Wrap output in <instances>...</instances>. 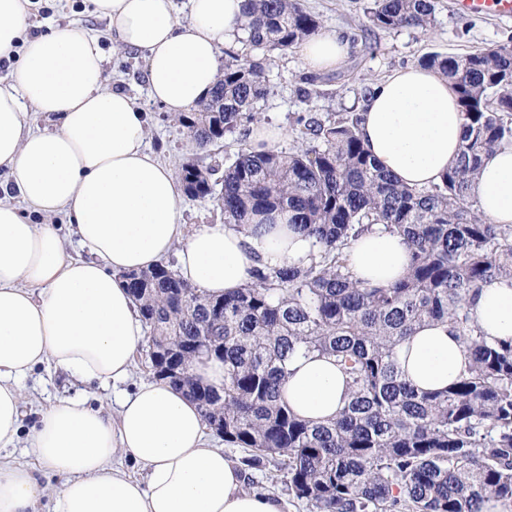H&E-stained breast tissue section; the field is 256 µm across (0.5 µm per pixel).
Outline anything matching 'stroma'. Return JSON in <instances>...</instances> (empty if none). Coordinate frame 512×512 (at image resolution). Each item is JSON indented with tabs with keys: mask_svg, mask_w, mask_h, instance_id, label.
Masks as SVG:
<instances>
[{
	"mask_svg": "<svg viewBox=\"0 0 512 512\" xmlns=\"http://www.w3.org/2000/svg\"><path fill=\"white\" fill-rule=\"evenodd\" d=\"M29 35L47 32L49 26L76 22L93 34L107 30L108 20L92 11L90 0H36ZM304 8L318 17L323 28L334 29L348 38L352 49L343 66L328 72H312L304 68L296 51L281 54L252 50L253 58L263 60L267 74L268 93L257 106L256 120L274 122L286 128L288 136L280 149L291 152L308 148L302 139L296 119L311 112L320 119H336L346 112L361 111L366 89L372 88L390 71L417 64L429 52L464 55L499 45L512 46V17L496 14L465 15L458 11L455 0H437L435 21L427 32L403 30L385 32L367 27L364 9L369 0H302ZM107 56L105 78L108 86L117 87L140 103L152 116L148 131L149 147L162 153L175 165L194 160L223 168L224 161L238 148V134L226 135L210 150L198 149L175 118L147 96L145 64L134 52L113 49L111 41H102ZM309 90V100H302L301 90ZM152 374L145 364L143 352H136L130 378L120 387L82 384L50 366L36 369L24 382L25 409L21 437L8 454L18 462L33 466L38 480L48 486L59 485L61 476L39 467L31 446V430L40 408L65 396L86 397L93 407L111 409L116 390L130 391ZM248 488L274 492L286 504L288 512H312L311 507L296 499L288 489L283 472L276 465L265 469L247 468Z\"/></svg>",
	"mask_w": 512,
	"mask_h": 512,
	"instance_id": "stroma-1",
	"label": "stroma"
}]
</instances>
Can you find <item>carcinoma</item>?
<instances>
[{"label": "carcinoma", "instance_id": "carcinoma-1", "mask_svg": "<svg viewBox=\"0 0 512 512\" xmlns=\"http://www.w3.org/2000/svg\"><path fill=\"white\" fill-rule=\"evenodd\" d=\"M436 0H371L366 23L391 32L427 30ZM242 43L286 53L321 23L300 0H247ZM210 99L178 114L200 149L254 117L267 95L265 67L224 51ZM420 66L448 78L465 125L456 164L425 189L399 184L365 150L361 117L299 119L320 142L292 152L240 144L211 170H179L187 196L210 198L224 222L246 234L272 212L315 240L306 265L259 264L251 281L207 297L168 264L123 275L159 356L154 378L185 390L210 429L249 452L247 465L275 460L288 490L314 512H483L512 501V341H489L467 299L492 278L512 279V225L483 219L468 192L483 155L512 144V46L462 56L430 52ZM379 228L402 236L410 264L392 286L353 279L347 249ZM448 319L472 352L447 389L418 393L403 381L397 348L430 320ZM299 354L332 356L349 377L336 419L299 417L282 397L287 364ZM224 361V387L199 383L196 362Z\"/></svg>", "mask_w": 512, "mask_h": 512}]
</instances>
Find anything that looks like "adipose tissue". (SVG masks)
I'll return each mask as SVG.
<instances>
[{"label":"adipose tissue","mask_w":512,"mask_h":512,"mask_svg":"<svg viewBox=\"0 0 512 512\" xmlns=\"http://www.w3.org/2000/svg\"><path fill=\"white\" fill-rule=\"evenodd\" d=\"M110 22L112 44L142 55L151 101L170 113L207 98L222 50L241 36L243 0H91ZM30 0H0V55L22 43L19 61L0 77V449L19 441L21 383L50 365L79 382L124 381L145 338L123 275L176 256V271L212 297L242 287L259 263H309L312 242L284 216L245 234L233 224L186 233L182 185L173 165L146 143L149 114L107 87L99 39L69 22L27 37ZM349 44L322 31L298 48L313 71L343 65ZM365 149L400 183L438 184L462 144L464 116L446 78L409 66L393 70L361 111ZM482 217L512 225V145L482 159L469 187ZM71 218L68 236L49 219ZM42 223H34V216ZM354 278L389 285L403 277L402 237L373 230L352 241ZM487 339H512V280L484 283L469 300ZM403 378L440 391L470 363L447 320L421 325L398 349ZM344 374L326 357L295 358L284 396L299 416L335 418L348 399ZM116 415L63 397L38 413L32 436L40 464L62 475L46 491L32 468L0 459V512H284L277 496L245 488V473L206 436L197 407L167 381L141 383L117 398ZM133 462L138 474L124 468Z\"/></svg>","instance_id":"ef3b65f1"}]
</instances>
